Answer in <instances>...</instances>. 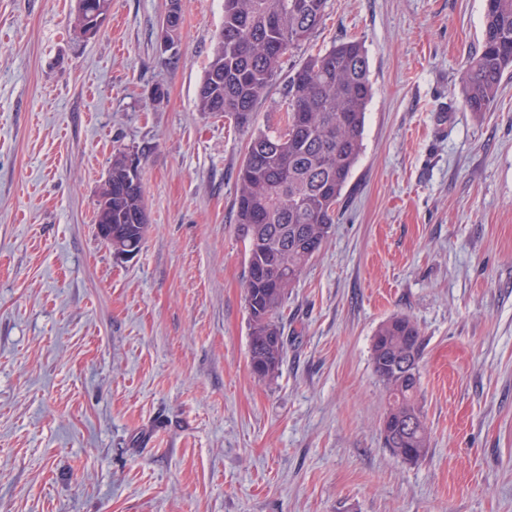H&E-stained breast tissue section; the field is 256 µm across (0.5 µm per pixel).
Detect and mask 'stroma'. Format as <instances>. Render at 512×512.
<instances>
[{
	"label": "stroma",
	"mask_w": 512,
	"mask_h": 512,
	"mask_svg": "<svg viewBox=\"0 0 512 512\" xmlns=\"http://www.w3.org/2000/svg\"><path fill=\"white\" fill-rule=\"evenodd\" d=\"M0 0V512H512V78L462 105L484 0H328L293 66L365 45L373 96L329 238L289 293L276 376L249 367L236 176L249 134L196 95L224 0ZM142 154L149 231L95 224L114 152ZM420 327L431 447L385 448L378 327ZM112 0H77V7L74 16V30L77 32L82 26L83 20L88 17L85 27L79 31L85 38H90L96 30L101 17L96 18L95 14L89 15L94 11L98 14L107 15L110 11ZM89 15V16H88Z\"/></svg>",
	"instance_id": "stroma-1"
}]
</instances>
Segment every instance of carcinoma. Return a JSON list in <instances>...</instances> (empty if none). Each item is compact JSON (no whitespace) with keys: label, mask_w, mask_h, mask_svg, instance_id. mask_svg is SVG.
Returning <instances> with one entry per match:
<instances>
[{"label":"carcinoma","mask_w":512,"mask_h":512,"mask_svg":"<svg viewBox=\"0 0 512 512\" xmlns=\"http://www.w3.org/2000/svg\"><path fill=\"white\" fill-rule=\"evenodd\" d=\"M112 0H77L74 30ZM327 0H224V21L197 92L204 114L231 116L251 131L237 174L236 224L246 243L243 285L250 316L249 357L255 379L267 381L283 362L286 343L279 317L288 293L326 243L336 207L362 151L372 97L368 51L358 40L309 56L288 75L283 125L255 130L260 99L286 54L308 41L325 16ZM512 68V0H485L481 49L467 64L463 106L479 115L492 107L504 73ZM112 252H140L148 232L140 157L112 155ZM424 351L419 326L396 315L378 328L372 346L376 376L389 395L380 421L385 445L406 464L430 448L414 368Z\"/></svg>","instance_id":"carcinoma-1"}]
</instances>
